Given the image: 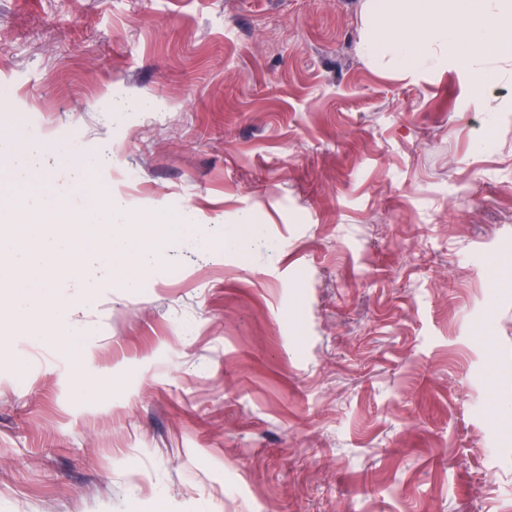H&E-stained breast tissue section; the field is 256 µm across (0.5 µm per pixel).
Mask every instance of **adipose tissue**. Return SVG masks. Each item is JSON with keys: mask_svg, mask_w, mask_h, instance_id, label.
Wrapping results in <instances>:
<instances>
[{"mask_svg": "<svg viewBox=\"0 0 512 512\" xmlns=\"http://www.w3.org/2000/svg\"><path fill=\"white\" fill-rule=\"evenodd\" d=\"M370 25L361 48L389 57L401 75L420 71L432 52L443 63L472 64L512 41V0H364ZM388 20L386 35L374 28Z\"/></svg>", "mask_w": 512, "mask_h": 512, "instance_id": "obj_1", "label": "adipose tissue"}]
</instances>
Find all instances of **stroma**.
Wrapping results in <instances>:
<instances>
[{
    "mask_svg": "<svg viewBox=\"0 0 512 512\" xmlns=\"http://www.w3.org/2000/svg\"><path fill=\"white\" fill-rule=\"evenodd\" d=\"M362 2L0 0V147L57 148L0 222L197 223L50 281L82 359L0 315V512H512V53L402 78Z\"/></svg>",
    "mask_w": 512,
    "mask_h": 512,
    "instance_id": "1",
    "label": "stroma"
}]
</instances>
